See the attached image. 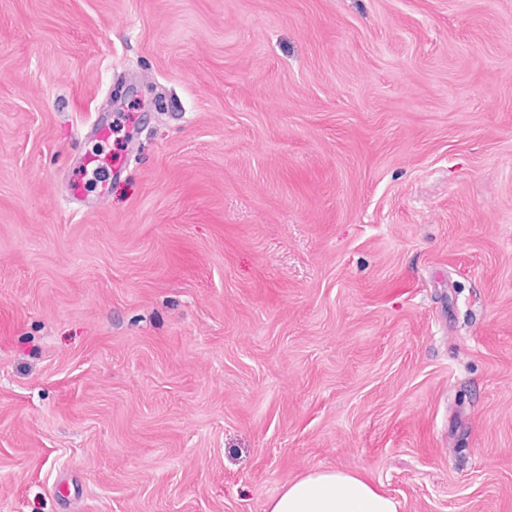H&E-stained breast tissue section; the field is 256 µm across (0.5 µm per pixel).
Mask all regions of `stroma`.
Segmentation results:
<instances>
[{
	"mask_svg": "<svg viewBox=\"0 0 512 512\" xmlns=\"http://www.w3.org/2000/svg\"><path fill=\"white\" fill-rule=\"evenodd\" d=\"M336 469L512 512V0H0V512Z\"/></svg>",
	"mask_w": 512,
	"mask_h": 512,
	"instance_id": "35a3bbf8",
	"label": "stroma"
}]
</instances>
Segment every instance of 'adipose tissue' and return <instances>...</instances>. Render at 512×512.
<instances>
[{"instance_id": "1", "label": "adipose tissue", "mask_w": 512, "mask_h": 512, "mask_svg": "<svg viewBox=\"0 0 512 512\" xmlns=\"http://www.w3.org/2000/svg\"><path fill=\"white\" fill-rule=\"evenodd\" d=\"M399 504L370 481L341 470L312 471L288 483L267 512H398Z\"/></svg>"}]
</instances>
